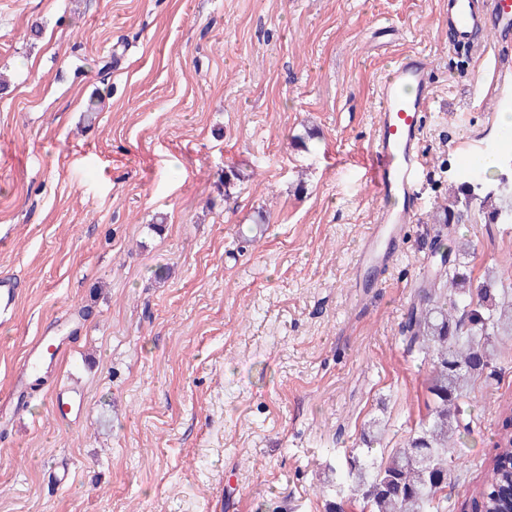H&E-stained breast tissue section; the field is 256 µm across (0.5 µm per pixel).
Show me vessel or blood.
<instances>
[{
	"label": "vessel or blood",
	"instance_id": "b4317fda",
	"mask_svg": "<svg viewBox=\"0 0 512 512\" xmlns=\"http://www.w3.org/2000/svg\"><path fill=\"white\" fill-rule=\"evenodd\" d=\"M448 30L456 45L473 44L485 31L498 41L512 43V0H448ZM426 56L411 53L399 58L379 84V111L370 145L374 159L370 183L379 206L376 220L362 239L354 263L352 287L375 288L378 273L399 254L409 224L415 222L418 198L415 184L424 168V114L433 96ZM21 290L16 276H0V322L9 323ZM62 340L38 336L15 371L7 400L20 397L31 379L40 377L50 354L64 351Z\"/></svg>",
	"mask_w": 512,
	"mask_h": 512
}]
</instances>
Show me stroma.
Masks as SVG:
<instances>
[{"label": "stroma", "instance_id": "35a3bbf8", "mask_svg": "<svg viewBox=\"0 0 512 512\" xmlns=\"http://www.w3.org/2000/svg\"><path fill=\"white\" fill-rule=\"evenodd\" d=\"M411 51L434 87L417 220L359 289L376 86ZM497 84L512 97L494 49L452 43L447 0H0V272L22 289L0 394L36 336L71 332L0 424V512H327L373 431L407 447L432 396L401 324L458 145L503 137ZM452 237L473 281L512 273V224L476 212ZM495 354L446 512L512 405V339ZM59 383L85 391L78 421L52 413Z\"/></svg>", "mask_w": 512, "mask_h": 512}]
</instances>
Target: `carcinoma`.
Listing matches in <instances>:
<instances>
[{"instance_id":"1","label":"carcinoma","mask_w":512,"mask_h":512,"mask_svg":"<svg viewBox=\"0 0 512 512\" xmlns=\"http://www.w3.org/2000/svg\"><path fill=\"white\" fill-rule=\"evenodd\" d=\"M488 224H512V181L493 174L485 180H466L450 190L439 206L440 224H461L473 203ZM453 248L437 236L433 254L440 256L433 274L420 290V300L407 311L403 324L409 346L432 358L429 389L434 406L409 447L387 456L369 448L354 461L345 479L351 498L364 512H431L440 508L448 479V442L461 423L460 400L472 379L490 363L492 339L512 338V304L496 303L497 289L512 288L495 276L473 283L460 263L451 260ZM499 458L490 464L479 488L486 512H500L512 500V428L503 420Z\"/></svg>"}]
</instances>
